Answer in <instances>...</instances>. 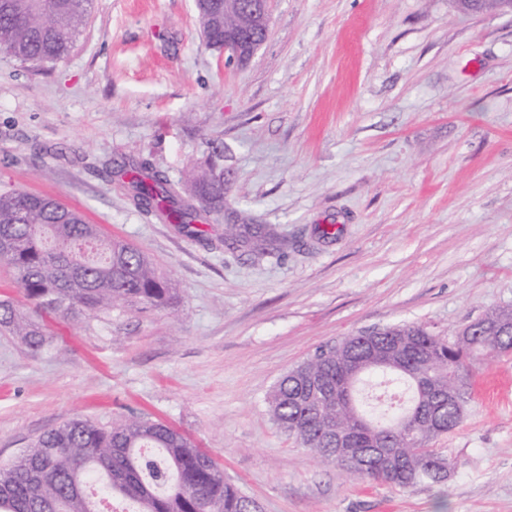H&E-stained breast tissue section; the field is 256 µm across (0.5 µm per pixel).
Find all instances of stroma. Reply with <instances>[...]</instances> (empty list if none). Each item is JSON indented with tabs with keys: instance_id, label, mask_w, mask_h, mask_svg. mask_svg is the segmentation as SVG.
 <instances>
[{
	"instance_id": "stroma-1",
	"label": "stroma",
	"mask_w": 512,
	"mask_h": 512,
	"mask_svg": "<svg viewBox=\"0 0 512 512\" xmlns=\"http://www.w3.org/2000/svg\"><path fill=\"white\" fill-rule=\"evenodd\" d=\"M193 0H93L71 54L0 52V190L78 208L177 288L161 310L53 320L40 352L0 336V465L76 417L174 426L263 512H512V353L472 379L434 446L442 486L318 464L270 421L289 370L344 337H447L512 307V11L455 0H271L246 67L206 47ZM223 151L229 210L288 238L224 253L133 204L115 163L178 182ZM333 224L335 239L318 240Z\"/></svg>"
}]
</instances>
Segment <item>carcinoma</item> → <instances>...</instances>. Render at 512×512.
Wrapping results in <instances>:
<instances>
[{
	"instance_id": "cac0c4a2",
	"label": "carcinoma",
	"mask_w": 512,
	"mask_h": 512,
	"mask_svg": "<svg viewBox=\"0 0 512 512\" xmlns=\"http://www.w3.org/2000/svg\"><path fill=\"white\" fill-rule=\"evenodd\" d=\"M91 0H0V51L22 62L64 60L80 35ZM134 204L169 224L198 227L202 213L224 214V170L211 164L187 175L181 188L141 162L123 169ZM260 260L287 253L286 238L269 224L238 213L224 225V252ZM0 265L23 302L0 300V333L40 352L50 345L46 318L97 317L117 304L167 307L175 283L126 242L104 236L98 224L47 195L0 192ZM512 308L482 318L470 336L449 340L422 325L403 324L347 336L320 348L288 371L266 398L273 423L321 465L358 480L400 489L442 485L451 463L434 439L459 424L472 372L512 351V335L494 324ZM377 351L395 365L357 371ZM402 385L407 404L373 410L360 386ZM348 430L351 448L328 434ZM122 500L132 512H261L203 448L171 425L129 417L105 428L74 418L36 439L11 466L0 468V512H106L100 502Z\"/></svg>"
}]
</instances>
